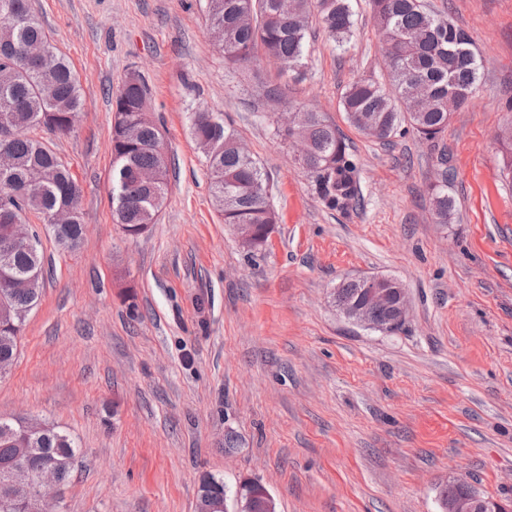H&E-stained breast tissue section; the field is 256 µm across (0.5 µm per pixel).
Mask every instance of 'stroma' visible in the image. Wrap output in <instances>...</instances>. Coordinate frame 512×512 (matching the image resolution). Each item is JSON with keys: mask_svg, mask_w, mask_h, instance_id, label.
<instances>
[{"mask_svg": "<svg viewBox=\"0 0 512 512\" xmlns=\"http://www.w3.org/2000/svg\"><path fill=\"white\" fill-rule=\"evenodd\" d=\"M472 40L480 79L438 139L357 131L345 87L384 72L368 0L343 44L321 24L293 107L336 124L358 204L326 208L275 134L259 60L242 73L213 41L204 0H31L73 65L84 106L53 148L82 187L84 237L58 247L37 218L44 286L20 355L0 378V416L55 424L80 453L59 512H196L203 475L234 493L260 479L277 512H441L453 480L512 502V0H429ZM152 88L170 158L168 198L144 235L112 212L111 95L130 72ZM223 113L270 177L279 215L248 256L215 208L189 130ZM447 184L451 223L431 216ZM398 279L402 328L347 320L332 302L353 276ZM238 445L224 447L226 434Z\"/></svg>", "mask_w": 512, "mask_h": 512, "instance_id": "35a3bbf8", "label": "stroma"}]
</instances>
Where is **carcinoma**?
I'll return each mask as SVG.
<instances>
[{
	"label": "carcinoma",
	"instance_id": "cac0c4a2",
	"mask_svg": "<svg viewBox=\"0 0 512 512\" xmlns=\"http://www.w3.org/2000/svg\"><path fill=\"white\" fill-rule=\"evenodd\" d=\"M385 44L386 83L374 78L351 82L340 107L362 134L389 140L409 123L422 138L434 140L448 126V91L475 89L480 64L466 31L445 15L433 13L424 0H371ZM209 28L224 30L220 42L224 62L247 69L262 56L279 73L306 74L307 36L318 18L329 38L345 42L352 33L351 0H207ZM151 87L132 72L112 94V199L116 222L130 237L156 223L169 192V162L159 126L151 119ZM83 107L81 88L70 62L52 45L28 0H0V134L8 136L9 161L0 165V367L14 364L28 313L43 287V257L38 234L29 248L5 249L4 233L29 216L42 220L57 245L77 248L83 237L78 219L81 187L70 169L43 141L40 130L61 138L74 131ZM190 133L207 161L210 189L224 223L253 227L265 249L277 223L269 199L260 194L267 178L245 150L240 136L224 117L207 110L189 116ZM289 144H300L299 156L320 201L346 210L357 201L356 165L336 125L318 112L305 111L290 127L278 129ZM432 219L446 224L455 209L448 179L429 188ZM61 209L72 222L58 226L51 217ZM361 288L345 280L334 292L339 304L357 299ZM25 420L0 417V478L12 467L15 438ZM30 453L24 485L34 488L42 471L54 469L65 482L80 448L69 435L49 424L27 437ZM227 496L224 481L201 479L199 493Z\"/></svg>",
	"mask_w": 512,
	"mask_h": 512
}]
</instances>
